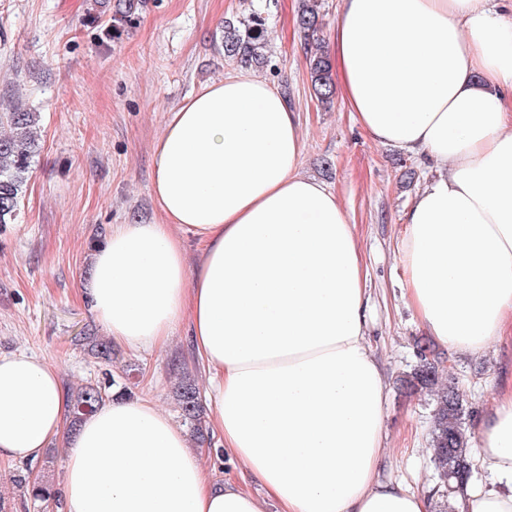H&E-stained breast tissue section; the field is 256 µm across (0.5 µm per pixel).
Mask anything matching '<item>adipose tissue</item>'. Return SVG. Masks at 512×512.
Segmentation results:
<instances>
[{
	"label": "adipose tissue",
	"instance_id": "ef3b65f1",
	"mask_svg": "<svg viewBox=\"0 0 512 512\" xmlns=\"http://www.w3.org/2000/svg\"><path fill=\"white\" fill-rule=\"evenodd\" d=\"M504 0H342L330 54L355 120L436 175L406 215L409 305L477 353L512 330V17ZM298 115L242 71L187 96L155 146L162 220L116 224L84 298L114 342L166 347L187 322L210 432L245 482L155 404L112 399L69 432L57 368L0 354V461L59 442V512H429L382 484L386 384L366 341L365 267L336 194L299 171ZM200 256L189 264L185 235ZM474 450L490 480L461 512H512V385ZM260 485L254 494L249 482ZM205 470L208 476L219 481L232 480L239 481L240 467L237 463L233 465L224 459L221 450H212L205 462Z\"/></svg>",
	"mask_w": 512,
	"mask_h": 512
}]
</instances>
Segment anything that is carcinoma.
Masks as SVG:
<instances>
[{
  "instance_id": "1",
  "label": "carcinoma",
  "mask_w": 512,
  "mask_h": 512,
  "mask_svg": "<svg viewBox=\"0 0 512 512\" xmlns=\"http://www.w3.org/2000/svg\"><path fill=\"white\" fill-rule=\"evenodd\" d=\"M146 0H114L112 5V38L119 39L139 20ZM296 24L306 39L320 37L323 22L319 0H300ZM224 57L241 65L266 62V18L252 12L238 24L224 26L221 41ZM313 93L322 104L332 101L336 87L332 64L325 47H318L309 58ZM0 224H11L17 217L23 189L31 163L39 146L38 115L15 108L0 112ZM418 363L399 379L400 387L411 392L426 390L434 396L431 427L432 461L446 494L442 512H455L452 502L475 485L479 468L472 455L465 425L466 408L458 383L443 376L441 362L436 360L427 342H417ZM175 400L190 436L198 443L205 440L202 425L203 407L196 384L184 377L175 392ZM104 401L102 389L92 384L71 395L69 427L75 428L84 416ZM22 490L31 491L35 499H55L53 485L47 481L31 483L19 480Z\"/></svg>"
}]
</instances>
